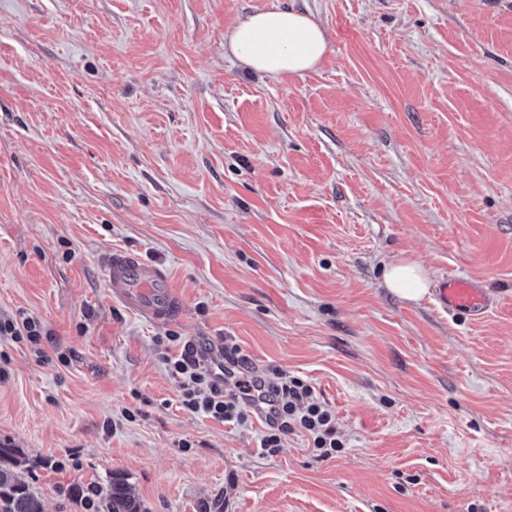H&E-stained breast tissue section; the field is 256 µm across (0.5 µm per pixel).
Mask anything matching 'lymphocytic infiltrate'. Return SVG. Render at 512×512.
<instances>
[{
  "mask_svg": "<svg viewBox=\"0 0 512 512\" xmlns=\"http://www.w3.org/2000/svg\"><path fill=\"white\" fill-rule=\"evenodd\" d=\"M169 374L181 383L179 404L230 426L260 421L262 450L282 448L286 437L301 433L320 457L336 455L343 442L336 416L302 378L280 374L270 381L253 370L249 358L235 345L214 352L210 344L185 342L177 356L167 358Z\"/></svg>",
  "mask_w": 512,
  "mask_h": 512,
  "instance_id": "lymphocytic-infiltrate-1",
  "label": "lymphocytic infiltrate"
}]
</instances>
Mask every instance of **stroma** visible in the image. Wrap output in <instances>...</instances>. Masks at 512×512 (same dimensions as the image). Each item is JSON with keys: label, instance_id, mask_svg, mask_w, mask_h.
<instances>
[{"label": "stroma", "instance_id": "stroma-1", "mask_svg": "<svg viewBox=\"0 0 512 512\" xmlns=\"http://www.w3.org/2000/svg\"><path fill=\"white\" fill-rule=\"evenodd\" d=\"M284 8L324 58L247 71L234 25ZM114 250L169 267L181 321L111 300ZM403 253L491 309L396 297ZM23 314L52 336L0 339V444L45 512L115 474L146 512H512V0H0V317ZM186 340L308 380L344 450L183 410ZM435 296L444 310L463 312L471 319L482 318L493 303L487 288L461 276H450L440 281Z\"/></svg>", "mask_w": 512, "mask_h": 512}]
</instances>
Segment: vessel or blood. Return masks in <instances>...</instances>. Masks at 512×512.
<instances>
[{
	"label": "vessel or blood",
	"instance_id": "obj_1",
	"mask_svg": "<svg viewBox=\"0 0 512 512\" xmlns=\"http://www.w3.org/2000/svg\"><path fill=\"white\" fill-rule=\"evenodd\" d=\"M104 276L112 298L147 323H167L184 312L168 268L156 261L132 251L116 250L105 261ZM435 296L443 309L473 319L482 318L493 303L487 288L461 276L440 281Z\"/></svg>",
	"mask_w": 512,
	"mask_h": 512
}]
</instances>
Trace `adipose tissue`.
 I'll list each match as a JSON object with an SVG mask.
<instances>
[{"mask_svg": "<svg viewBox=\"0 0 512 512\" xmlns=\"http://www.w3.org/2000/svg\"><path fill=\"white\" fill-rule=\"evenodd\" d=\"M228 46L248 71L279 80L315 68L327 51V39L309 16L277 9L240 19ZM383 281L393 294L413 302L423 299L431 284L425 268L408 258L387 267Z\"/></svg>", "mask_w": 512, "mask_h": 512, "instance_id": "obj_1", "label": "adipose tissue"}]
</instances>
